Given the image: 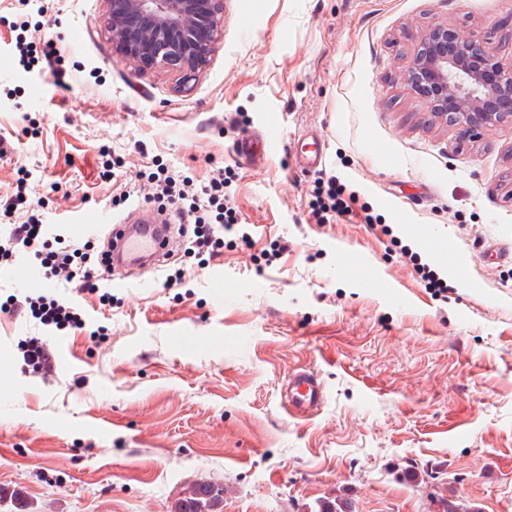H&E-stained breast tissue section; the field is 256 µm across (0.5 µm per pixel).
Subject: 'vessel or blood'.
<instances>
[{
  "instance_id": "b4317fda",
  "label": "vessel or blood",
  "mask_w": 512,
  "mask_h": 512,
  "mask_svg": "<svg viewBox=\"0 0 512 512\" xmlns=\"http://www.w3.org/2000/svg\"><path fill=\"white\" fill-rule=\"evenodd\" d=\"M102 223L108 224V263L115 269H126L150 264L156 257L168 252L170 247L169 228L164 224L141 219L140 223L124 221L111 223L109 216H102ZM322 383L311 370L302 369L293 373L285 387V399L290 410L310 412L324 402Z\"/></svg>"
}]
</instances>
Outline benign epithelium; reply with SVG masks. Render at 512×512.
<instances>
[{
  "mask_svg": "<svg viewBox=\"0 0 512 512\" xmlns=\"http://www.w3.org/2000/svg\"><path fill=\"white\" fill-rule=\"evenodd\" d=\"M103 32L112 48L139 69L176 72L191 80L210 63L222 40L224 0H103ZM480 59L495 73L490 82L468 67ZM403 83L428 99L433 114L457 137L512 121V65L486 45L437 23L418 40Z\"/></svg>",
  "mask_w": 512,
  "mask_h": 512,
  "instance_id": "obj_1",
  "label": "benign epithelium"
}]
</instances>
